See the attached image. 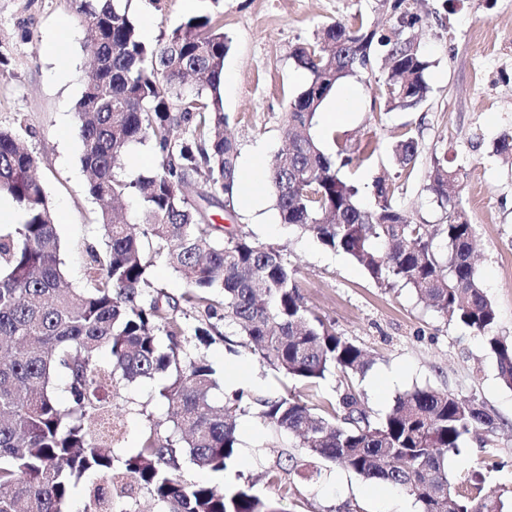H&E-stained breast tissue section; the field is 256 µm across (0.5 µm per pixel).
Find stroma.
Here are the masks:
<instances>
[{
  "mask_svg": "<svg viewBox=\"0 0 512 512\" xmlns=\"http://www.w3.org/2000/svg\"><path fill=\"white\" fill-rule=\"evenodd\" d=\"M183 2L117 0L139 27L152 28L157 43L190 18L220 17L231 41L221 94L227 131L239 151L238 172L246 180L256 175L255 158L271 159L284 147L285 115L309 81L294 49L318 41L333 22L350 25L361 16L383 31L392 15L388 0H200L193 9ZM413 8L424 18L417 35L430 63L427 100L414 110L387 109L377 65L342 83L352 94L348 119L317 122L313 133L328 155L344 148L363 157L360 167L343 169L363 205L374 203L373 179L385 178L394 188V205L419 224L447 221L428 190L435 160L445 157L460 168L458 199L475 228L477 274L498 310L494 331L512 340V158L496 151L501 138L512 136V0H415ZM90 62L88 27L72 0H0V129L17 132L35 160L58 224L66 277L76 287L85 282L86 246L102 243L101 204L86 190L73 110ZM406 133L417 139L419 152L415 166L403 169L392 146ZM208 214L213 223L239 226L257 243L283 247L306 304L369 351L360 388L374 416H384L399 393L416 386L482 401L499 424L493 440L467 436L449 457L448 473L480 480L486 494L503 502V512H512V390L499 384L495 359L480 337L426 308L408 288L382 287L344 255L280 224L271 190H264L259 207L239 198L233 213L212 206ZM190 346L217 369H231L257 395L284 391L249 348L232 353L221 339ZM158 386L144 381L115 398L120 450L136 446L151 424L165 422ZM237 433L238 461L230 471L216 474L188 463L185 480L219 487L249 483L256 494L280 500L285 512H419L408 494L370 488L334 465L318 482L295 479L289 497H282L263 472L280 453L293 451L294 440L252 415L239 418Z\"/></svg>",
  "mask_w": 512,
  "mask_h": 512,
  "instance_id": "35a3bbf8",
  "label": "stroma"
}]
</instances>
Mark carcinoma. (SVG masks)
<instances>
[{
    "mask_svg": "<svg viewBox=\"0 0 512 512\" xmlns=\"http://www.w3.org/2000/svg\"><path fill=\"white\" fill-rule=\"evenodd\" d=\"M74 2L94 46L75 114L88 193L103 204L104 243L87 249L86 285L69 287L34 160L15 132L0 130V194L24 216L0 226V512H64L82 481L93 512H138L130 480L156 512H286L249 486L221 490L182 479L186 461L215 473L232 468L237 420L250 413L300 448V456L288 454L267 470L288 493L287 476L318 481L322 471L313 461L324 460L407 493L419 512H503L481 483H457L444 466L469 434L495 433L486 406L414 387L398 394L384 417H374L356 385L370 366L368 354L306 305L283 250L210 223L196 204L197 197L222 196L229 207L239 189L238 150L225 134L230 117L221 95L230 44L219 21L191 18L149 45L114 0ZM391 10L396 23L388 35L362 19L326 26L316 64L306 46L295 48L310 81L290 104L288 147L266 163L264 181L281 223L346 255L378 284L412 289L427 307L481 337L498 378L512 389V342L494 333L497 310L472 263L473 225L457 200L460 169L437 161L430 178L448 223L416 224L392 204L381 177L372 183L375 208L363 207L358 187L341 174L354 158L344 149L332 158L311 134L332 91L373 69L380 56L387 108L426 101L429 62L406 41L423 18L407 0H394ZM146 141L157 151L156 167L135 181L117 178L114 168L127 148ZM417 155L416 139L402 135L397 164L413 166ZM131 193L142 220L118 222L108 204ZM437 237L445 250L436 249ZM154 255L165 257L191 291L178 300L155 287ZM186 305L202 314L198 340L221 335V322L231 325L271 370L305 389L336 374V396L313 404L292 389L276 397L239 389L211 404L218 372L190 349L181 318ZM104 349L108 363L99 360ZM159 378L167 427L150 426L136 449L114 454L110 447L121 433L110 394Z\"/></svg>",
    "mask_w": 512,
    "mask_h": 512,
    "instance_id": "1",
    "label": "carcinoma"
}]
</instances>
